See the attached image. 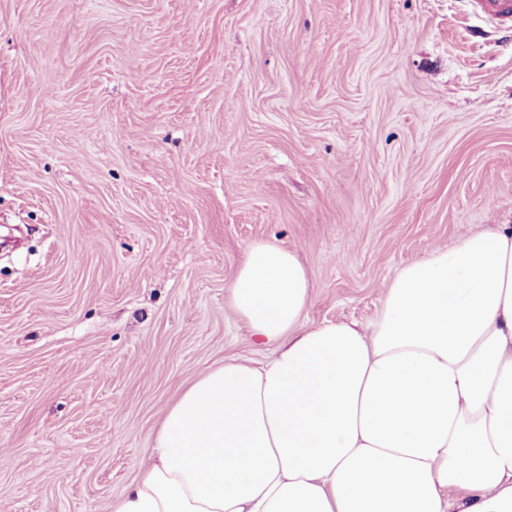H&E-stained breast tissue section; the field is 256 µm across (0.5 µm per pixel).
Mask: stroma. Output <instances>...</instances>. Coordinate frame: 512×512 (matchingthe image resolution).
I'll use <instances>...</instances> for the list:
<instances>
[{
    "label": "stroma",
    "instance_id": "35a3bbf8",
    "mask_svg": "<svg viewBox=\"0 0 512 512\" xmlns=\"http://www.w3.org/2000/svg\"><path fill=\"white\" fill-rule=\"evenodd\" d=\"M497 224L512 31L470 0H0V512H110L200 372L272 356L249 244L364 324Z\"/></svg>",
    "mask_w": 512,
    "mask_h": 512
}]
</instances>
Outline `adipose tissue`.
<instances>
[{
    "label": "adipose tissue",
    "mask_w": 512,
    "mask_h": 512,
    "mask_svg": "<svg viewBox=\"0 0 512 512\" xmlns=\"http://www.w3.org/2000/svg\"><path fill=\"white\" fill-rule=\"evenodd\" d=\"M228 299L275 356L200 373L112 512H512V224L403 267L365 325L311 321L273 242Z\"/></svg>",
    "instance_id": "obj_1"
}]
</instances>
